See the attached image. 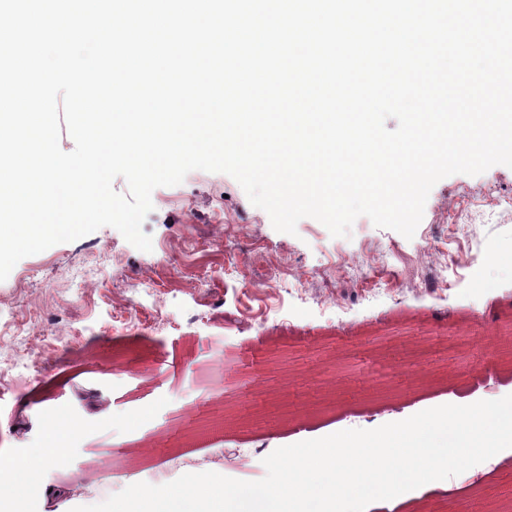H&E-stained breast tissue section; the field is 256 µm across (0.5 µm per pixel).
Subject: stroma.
<instances>
[{
    "label": "stroma",
    "instance_id": "obj_1",
    "mask_svg": "<svg viewBox=\"0 0 512 512\" xmlns=\"http://www.w3.org/2000/svg\"><path fill=\"white\" fill-rule=\"evenodd\" d=\"M490 184L512 194V168L440 180L413 238L365 216L346 238L312 218L278 232L234 178L195 170L153 191L152 251L105 226L21 259L0 282V455L29 459L51 411L85 420L26 512H111L192 474L272 484L302 442L512 400V218ZM454 199L476 206L477 236H455ZM426 237L480 254L464 287L418 291ZM90 269V284L71 277ZM304 271V294L268 292L271 273ZM29 364L36 377L13 388ZM213 426L222 440L203 441Z\"/></svg>",
    "mask_w": 512,
    "mask_h": 512
}]
</instances>
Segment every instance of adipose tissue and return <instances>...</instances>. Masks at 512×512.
I'll use <instances>...</instances> for the list:
<instances>
[{"instance_id": "1", "label": "adipose tissue", "mask_w": 512, "mask_h": 512, "mask_svg": "<svg viewBox=\"0 0 512 512\" xmlns=\"http://www.w3.org/2000/svg\"><path fill=\"white\" fill-rule=\"evenodd\" d=\"M441 425L422 416L321 447L298 449L286 482L225 489L189 478L180 490H132L114 512H418L407 484L432 500L453 490L431 479L447 460L470 464L512 446V403L453 412Z\"/></svg>"}]
</instances>
